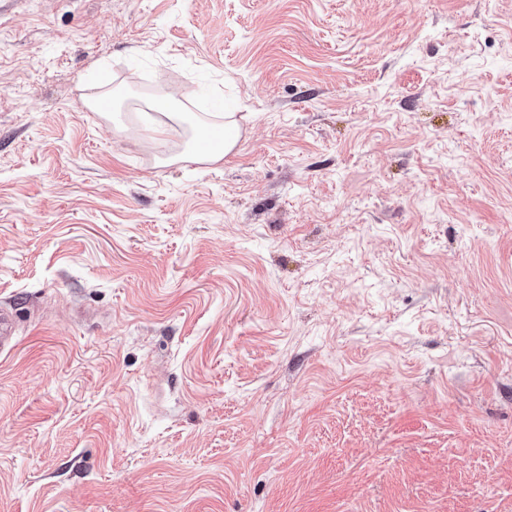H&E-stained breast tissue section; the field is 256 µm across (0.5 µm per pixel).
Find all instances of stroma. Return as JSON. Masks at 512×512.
Returning a JSON list of instances; mask_svg holds the SVG:
<instances>
[{"mask_svg":"<svg viewBox=\"0 0 512 512\" xmlns=\"http://www.w3.org/2000/svg\"><path fill=\"white\" fill-rule=\"evenodd\" d=\"M1 307L0 512H512V0H11ZM234 116V113H225L224 115V141L218 150L205 149L199 140L194 138L192 152L197 159L203 162H217L237 147L241 129Z\"/></svg>","mask_w":512,"mask_h":512,"instance_id":"stroma-1","label":"stroma"}]
</instances>
